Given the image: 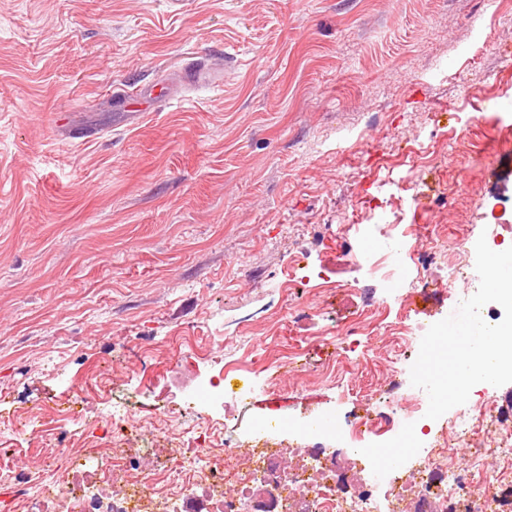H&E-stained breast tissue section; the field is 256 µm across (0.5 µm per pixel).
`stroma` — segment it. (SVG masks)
Masks as SVG:
<instances>
[{
  "label": "stroma",
  "instance_id": "1",
  "mask_svg": "<svg viewBox=\"0 0 512 512\" xmlns=\"http://www.w3.org/2000/svg\"><path fill=\"white\" fill-rule=\"evenodd\" d=\"M199 64L223 82L187 80ZM123 90L140 121L118 117ZM379 212L421 225L420 253L512 225V0H0V419L114 359L85 414L136 403L183 343L204 374L216 352L255 361L228 389L277 382L228 403V436L336 428L371 391L412 404L389 327L458 302L442 263H412L428 296L378 310L384 283L344 255L387 250L351 221ZM367 310L359 374H322ZM305 339L311 359L278 374Z\"/></svg>",
  "mask_w": 512,
  "mask_h": 512
}]
</instances>
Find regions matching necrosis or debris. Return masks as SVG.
Returning <instances> with one entry per match:
<instances>
[{"instance_id": "obj_1", "label": "necrosis or debris", "mask_w": 512, "mask_h": 512, "mask_svg": "<svg viewBox=\"0 0 512 512\" xmlns=\"http://www.w3.org/2000/svg\"><path fill=\"white\" fill-rule=\"evenodd\" d=\"M109 370L96 371L77 386L71 406L57 410L53 425L45 427L42 441L69 461L71 476L51 482L41 472H23L0 501V512H43L45 503L62 500L61 512H502L500 494L512 492V471L485 475L486 450L502 461L512 460V433L483 437L479 414L455 411L440 434L411 439L416 451L408 475L400 476L385 464L368 469L363 445L368 437L382 438L399 422L424 428V399L394 411L378 407L373 416L351 421L348 434L350 463L340 467L324 448H294L272 437H253L249 447L224 439L216 420L197 415L184 429L182 410L166 403L146 404L145 410L163 418L171 429L184 430L171 465H163L160 449L129 447L127 432L132 415L121 404L108 417L95 420L92 436L112 444L102 462L73 458V450L59 441L70 426L82 424L78 406L94 391L105 388ZM470 446L469 468H459L448 455L447 444ZM485 476V491L472 496L470 486ZM233 491H225L226 482Z\"/></svg>"}]
</instances>
